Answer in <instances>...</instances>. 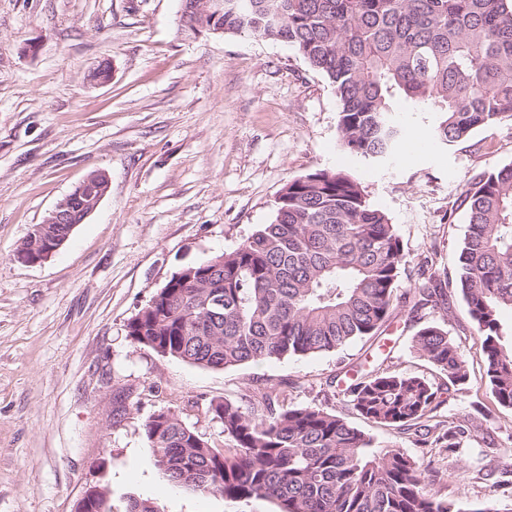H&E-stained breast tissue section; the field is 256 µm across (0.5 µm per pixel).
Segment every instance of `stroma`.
Segmentation results:
<instances>
[{
    "label": "stroma",
    "mask_w": 512,
    "mask_h": 512,
    "mask_svg": "<svg viewBox=\"0 0 512 512\" xmlns=\"http://www.w3.org/2000/svg\"><path fill=\"white\" fill-rule=\"evenodd\" d=\"M180 16L181 0H0V512H74L91 486L108 490L112 512L133 497L160 512H278L268 500L169 484L144 422L191 402L188 425L220 447L210 400L245 406L254 389L284 381L287 403L325 408L376 445L434 459V488L448 500L512 512V473L470 480L512 446V410L485 384L460 297L448 332L470 377L445 392L439 413L448 426L480 430L451 463L356 415L330 385L379 358L446 383L412 348L408 306L379 340L227 369L163 357L128 337L129 320L174 273L271 223L282 188L312 170L348 169L388 215L407 288L421 255L454 272L467 232L461 192L512 163V123L447 148H401L388 164L352 159L338 147L332 87L291 47L244 34L189 38ZM104 59L112 77L101 83L91 73ZM97 170L108 190L85 223L45 262L17 260L33 225Z\"/></svg>",
    "instance_id": "35a3bbf8"
}]
</instances>
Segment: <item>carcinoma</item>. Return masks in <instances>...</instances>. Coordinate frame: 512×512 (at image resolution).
Masks as SVG:
<instances>
[{"instance_id":"1","label":"carcinoma","mask_w":512,"mask_h":512,"mask_svg":"<svg viewBox=\"0 0 512 512\" xmlns=\"http://www.w3.org/2000/svg\"><path fill=\"white\" fill-rule=\"evenodd\" d=\"M184 30L288 44L333 88L340 146L385 161L403 128L399 101L435 115L432 142L459 143L479 127L512 121V0H182ZM468 230L454 277L420 262L403 298L442 321L412 338L420 358L454 386L469 364L448 333L458 295L481 341L487 386L512 410V164L473 178L461 194ZM403 244L349 171L318 169L290 181L274 219L235 249L183 266L127 324L128 336L164 357L210 369L337 351L382 334L398 307ZM352 410L449 458L478 431L448 428L442 388L425 375L377 368L335 380ZM223 426L215 448L182 413L144 424L169 483L232 502L266 499L278 512H499L432 492L438 470L373 439L317 406H287L276 390L252 407L210 400Z\"/></svg>"}]
</instances>
